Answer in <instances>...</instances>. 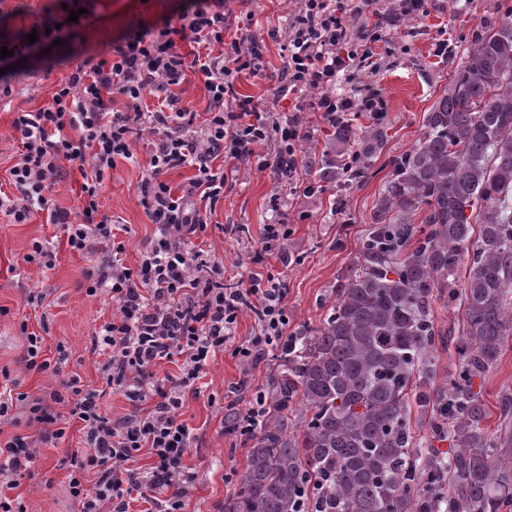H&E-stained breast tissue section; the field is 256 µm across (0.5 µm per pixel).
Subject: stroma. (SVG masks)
Wrapping results in <instances>:
<instances>
[{"instance_id": "obj_1", "label": "stroma", "mask_w": 512, "mask_h": 512, "mask_svg": "<svg viewBox=\"0 0 512 512\" xmlns=\"http://www.w3.org/2000/svg\"><path fill=\"white\" fill-rule=\"evenodd\" d=\"M187 0H93V16L73 30L62 32V44L51 58L35 46L25 62L15 66L11 92L0 98V182L8 178L13 163V121L17 113L48 104L57 85L86 58L111 46L133 25L161 19H177ZM501 0H425L426 14L410 15L392 26L379 49V64L365 81L378 89L385 101L379 115L351 113L354 127L378 124L387 134L386 146L371 160L366 178L337 203L335 183H319L312 196L292 192L287 181L271 170L252 163L240 166L235 186L208 216L205 248L224 262V283L236 285L256 270L247 256L255 248L264 225L284 220L289 236L286 259L272 256L266 268L288 286L289 332L298 334L316 327L337 289L356 259L359 242L371 221L374 199L390 172L389 160L408 150L419 137L426 113L447 84L473 31L495 11ZM226 11L236 22L249 21V34L265 45L264 74L242 71L237 90L258 99L263 109L291 115L293 96L281 91L275 76L283 64L280 40L288 34L297 10L295 0H228ZM56 0H0V32L11 37L29 33L54 15ZM448 39L447 58L434 54L435 44ZM136 162L123 161L110 170L100 201L104 213L127 225L123 235L124 259L136 266L143 241L153 226L138 196L142 162L150 150L147 136L134 135ZM288 202L276 212L272 196ZM50 243L58 253L53 268L29 264L25 256L33 241ZM64 225L50 224L38 212L25 224L9 223L0 214V370L16 379L20 392L40 394L54 389L56 382L46 373H20L18 358L25 343L21 322L43 319L49 359H56L57 344H64V375L80 377L83 384L101 382L105 361L94 346V334L110 319L115 306L109 296L86 293L87 273L98 254L81 255L66 245ZM43 293L42 305L29 303V293ZM274 352L255 363L241 362L224 352L210 362L201 381L200 393L188 396L183 418L196 438L190 462L198 472L187 512H224L247 467L250 440L228 432L225 408L235 403L245 411L256 391L266 390L282 364ZM487 406L485 424L491 437L512 433V340L483 381L475 383ZM78 434L67 431L57 445L40 448L19 491L27 512H73L67 476L70 450L77 447Z\"/></svg>"}]
</instances>
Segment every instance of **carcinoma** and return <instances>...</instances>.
Here are the masks:
<instances>
[{
    "label": "carcinoma",
    "mask_w": 512,
    "mask_h": 512,
    "mask_svg": "<svg viewBox=\"0 0 512 512\" xmlns=\"http://www.w3.org/2000/svg\"><path fill=\"white\" fill-rule=\"evenodd\" d=\"M334 140L316 177L350 191L385 132L344 118ZM390 166L335 301L272 381L224 512H502L512 500V449L488 434L473 389L512 337V5L475 30ZM445 297L462 336L457 377L437 384Z\"/></svg>",
    "instance_id": "cac0c4a2"
}]
</instances>
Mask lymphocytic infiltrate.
Wrapping results in <instances>:
<instances>
[{
	"label": "lymphocytic infiltrate",
	"instance_id": "obj_1",
	"mask_svg": "<svg viewBox=\"0 0 512 512\" xmlns=\"http://www.w3.org/2000/svg\"><path fill=\"white\" fill-rule=\"evenodd\" d=\"M424 0H396L391 12L373 24L359 23L354 0H301L285 46V63L276 75L282 89L296 94L316 91L309 109L327 124L347 112L377 111L380 96L362 76L376 69V49L387 27L402 15L421 10ZM203 46L186 59L179 43ZM264 69L263 46L245 41L225 10L210 0H194L177 24L137 25L120 41L100 51L59 83L49 103L13 121L18 150L9 168V194L0 195V211L14 223H26L38 211L51 224L65 225L67 244L81 254L101 252L89 272L87 295L104 289L117 305L112 320L95 334L105 355L103 388L85 386L79 377H61L44 355L42 334L25 331L19 363L25 372H51L58 389L42 395L0 390V423L12 433L0 435V512H26L14 491L37 455L39 445L57 444L65 435L52 405L68 407L81 425L78 448L72 449L70 495L76 512H184L185 497L197 480L187 461L191 430L181 419L188 394L216 354L232 349L256 362L271 350L287 352V286L275 275L256 276L234 288L224 285V264L192 249L208 227L200 204H216L233 181L234 164L250 160L259 146L277 140L278 155L297 163V147L307 133L297 118H274L253 97L241 95L238 75ZM194 72L207 105L190 112L175 89ZM355 84L349 97L336 94L338 77ZM157 98L154 108L142 105L145 94ZM125 107L113 109V96ZM151 137V149L137 185L140 202L154 226L138 266L121 258L112 219L101 213L99 197L109 170L133 160L135 133ZM82 162L81 205L64 210L51 193L62 179L65 163ZM192 167L193 174L172 188L168 174ZM250 313L257 331L237 342L242 313ZM177 370L163 379L153 376L160 361ZM122 394L130 409L108 417L101 406L105 392ZM25 433H18V426ZM148 449L147 468L135 467Z\"/></svg>",
	"mask_w": 512,
	"mask_h": 512
}]
</instances>
